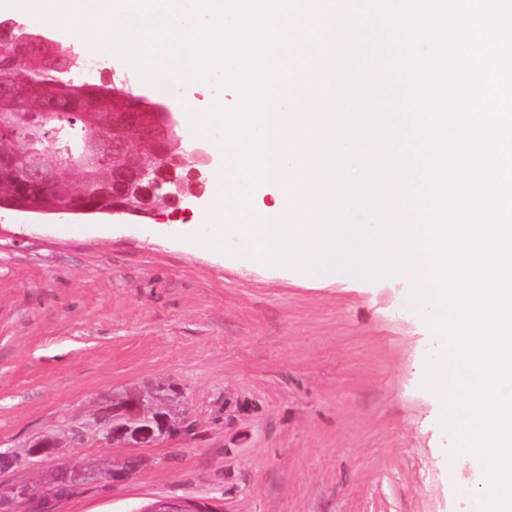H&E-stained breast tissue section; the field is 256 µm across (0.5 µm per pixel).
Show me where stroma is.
I'll return each instance as SVG.
<instances>
[{
	"label": "stroma",
	"instance_id": "obj_1",
	"mask_svg": "<svg viewBox=\"0 0 512 512\" xmlns=\"http://www.w3.org/2000/svg\"><path fill=\"white\" fill-rule=\"evenodd\" d=\"M202 195L148 218L0 210V449L52 455L0 473L42 486L61 462L120 469L60 512H463L470 466L423 388L433 342L400 280L360 285L237 265L184 245ZM170 389L183 431L135 449L91 426L125 393ZM143 512H217V510L206 501L161 498L150 504Z\"/></svg>",
	"mask_w": 512,
	"mask_h": 512
}]
</instances>
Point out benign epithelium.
Wrapping results in <instances>:
<instances>
[{"mask_svg":"<svg viewBox=\"0 0 512 512\" xmlns=\"http://www.w3.org/2000/svg\"><path fill=\"white\" fill-rule=\"evenodd\" d=\"M15 84L5 74L0 75V172L8 174L22 189H55L63 173L74 163L60 131L45 130V121L71 109L59 100L42 93L37 87L29 95L38 101V111L17 112L8 107L17 98ZM87 129L102 123L111 125L112 135L102 139L93 133L81 144L80 159L90 169L101 163L107 171L95 180V193L112 199V212L144 214L156 199L178 201L182 197H200L198 167L211 164L213 155L207 146H196L186 154H174L166 142L180 141L173 113L166 112L143 98L123 93L114 97L110 112L85 106ZM154 145L156 150L138 160L132 155L138 145ZM193 165L183 178L176 170ZM141 205L133 206L130 197ZM5 207L18 212L41 214L84 213L86 209L73 203L60 209L56 206L35 208L21 200H12ZM168 396L154 390L145 395L127 393L120 405L96 420L98 431L110 443L119 442L131 448L140 447L159 436L177 431L176 422L159 411ZM112 478L110 470L86 469L78 464L62 463L48 473L47 492L41 494L27 483L0 486V512H27L35 500L43 502L48 512H57L68 491L78 490L90 483ZM141 512H217L206 501L182 498H161Z\"/></svg>","mask_w":512,"mask_h":512,"instance_id":"1","label":"benign epithelium"}]
</instances>
